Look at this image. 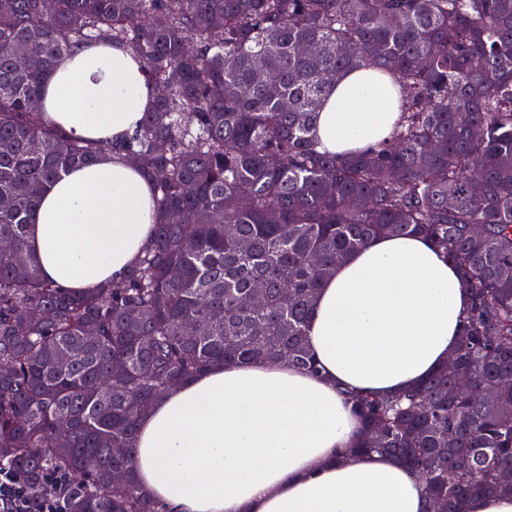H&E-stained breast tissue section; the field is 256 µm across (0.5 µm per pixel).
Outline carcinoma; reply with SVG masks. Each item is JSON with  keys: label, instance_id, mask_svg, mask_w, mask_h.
<instances>
[{"label": "carcinoma", "instance_id": "cac0c4a2", "mask_svg": "<svg viewBox=\"0 0 512 512\" xmlns=\"http://www.w3.org/2000/svg\"><path fill=\"white\" fill-rule=\"evenodd\" d=\"M97 43L135 54L156 89L118 143L44 117L53 63ZM360 69L391 76L399 118L374 148L321 151L326 75ZM103 153L135 158L159 221L123 281L64 290L28 228L46 186ZM380 235L429 239L471 307L451 365L392 397L350 395L381 441L349 455L399 459L447 512L512 495V0H0V466L37 490L67 475L62 512H164L132 476L138 420L218 364L316 370L317 291ZM257 284L265 305L244 307Z\"/></svg>", "mask_w": 512, "mask_h": 512}]
</instances>
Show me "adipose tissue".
Instances as JSON below:
<instances>
[{
  "label": "adipose tissue",
  "instance_id": "1",
  "mask_svg": "<svg viewBox=\"0 0 512 512\" xmlns=\"http://www.w3.org/2000/svg\"><path fill=\"white\" fill-rule=\"evenodd\" d=\"M390 80L372 70L339 77L317 118L323 148L361 151L398 117ZM154 92L128 51L95 44L58 59L43 108L72 139L133 134ZM157 220L150 180L108 154L47 189L29 242L42 276L85 290L120 281ZM470 290L427 239L381 235L320 288L307 341L321 371L283 363L227 364L171 388L138 423V483L166 512H427L421 483L392 456L343 458L361 425L346 397H389L446 364Z\"/></svg>",
  "mask_w": 512,
  "mask_h": 512
}]
</instances>
